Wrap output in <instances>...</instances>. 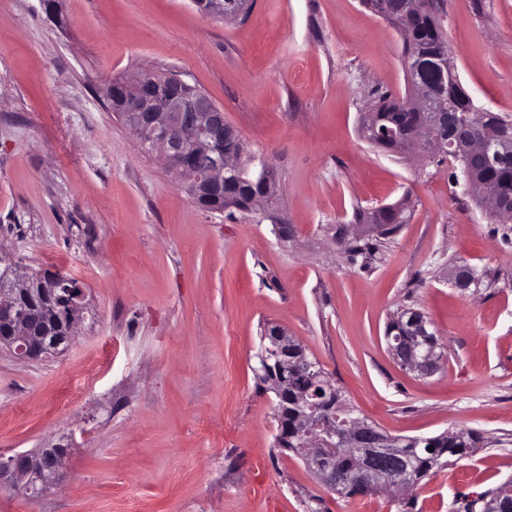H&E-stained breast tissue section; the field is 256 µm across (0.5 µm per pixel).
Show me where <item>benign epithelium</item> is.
<instances>
[{"mask_svg":"<svg viewBox=\"0 0 512 512\" xmlns=\"http://www.w3.org/2000/svg\"><path fill=\"white\" fill-rule=\"evenodd\" d=\"M241 6L227 8V0H194L204 13L226 21L237 19L248 10V0H239ZM112 95L119 101L120 117L136 137L140 147L159 155L174 174L180 187L192 197L203 199L210 193L224 190V182L239 174L246 156L244 146L232 153L218 150L226 138L240 140L236 128L224 117V109L186 81L177 72L159 74L145 72L110 83ZM404 107L411 112L429 110L434 119L418 126L415 134L404 141L407 151L420 155L429 150L441 156L464 151L468 161L479 167H494L512 161V139L494 143L485 136H463L477 113L448 114V107L440 103L430 85L415 81ZM260 192L252 202L255 213L269 215L275 198V182L268 163L257 170ZM478 205L497 218L511 221L512 211L502 207L499 196L489 186L476 194ZM48 288H32L33 270L13 260L0 249V350H6L21 362L43 361L51 356L65 354L82 327L89 309L88 293L78 284L67 288L64 274L48 275ZM475 282L474 273L467 265L455 267L452 284L464 292ZM43 318H50L62 326L66 335L53 342L33 335L35 326ZM418 330L404 343L388 342L393 357L408 369L427 375L440 359L431 351L419 353L427 342V322L414 317ZM262 339V364L266 365L264 381L270 385L275 399L287 390L290 369L316 368L307 358L291 359L298 342L279 325ZM293 429L300 437L298 453L307 467L317 476L324 488L334 494L354 489L363 495L370 490L393 489L410 491L414 485L406 479V462L395 439L375 424L360 418L346 422L343 428L317 416L313 408L295 415ZM342 449L357 461L360 478L349 486L342 472L326 464L329 457ZM65 468V452L56 445H47L30 451L0 454V489L15 494L31 492L41 495L50 489Z\"/></svg>","mask_w":512,"mask_h":512,"instance_id":"obj_1","label":"benign epithelium"}]
</instances>
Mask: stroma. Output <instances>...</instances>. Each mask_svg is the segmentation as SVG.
<instances>
[{"mask_svg":"<svg viewBox=\"0 0 512 512\" xmlns=\"http://www.w3.org/2000/svg\"><path fill=\"white\" fill-rule=\"evenodd\" d=\"M458 77L512 119V0H445ZM402 40L362 0H254L244 20L192 0H0V249L70 273L91 312L60 358L0 350V453L69 442L64 478L0 512H457L512 479V242L451 162L395 155L360 133L374 90L407 91ZM176 70L273 163L275 234L252 214L202 210L145 153L107 82ZM406 200L378 252L358 212ZM473 269L462 293L451 268ZM421 310L444 357L404 370L385 328ZM288 330L357 412L393 435L456 428L488 445L422 486L348 501L275 446L256 375L265 323ZM78 387L82 396L64 398Z\"/></svg>","mask_w":512,"mask_h":512,"instance_id":"stroma-1","label":"stroma"}]
</instances>
